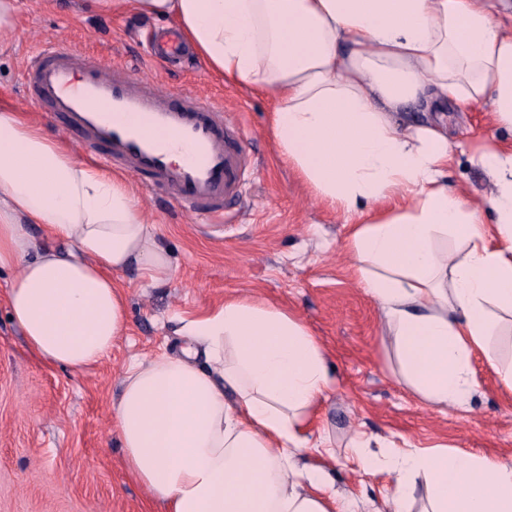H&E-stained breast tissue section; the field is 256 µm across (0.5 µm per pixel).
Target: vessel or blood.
Returning a JSON list of instances; mask_svg holds the SVG:
<instances>
[{
    "mask_svg": "<svg viewBox=\"0 0 512 512\" xmlns=\"http://www.w3.org/2000/svg\"><path fill=\"white\" fill-rule=\"evenodd\" d=\"M152 58L183 56L179 37L148 46ZM24 100L61 121L75 146L173 201L187 217L221 224L239 198L248 166L237 118L199 92L76 50L62 36L27 60ZM181 161H173V151Z\"/></svg>",
    "mask_w": 512,
    "mask_h": 512,
    "instance_id": "1",
    "label": "vessel or blood"
}]
</instances>
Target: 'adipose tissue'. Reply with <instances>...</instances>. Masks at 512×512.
I'll list each match as a JSON object with an SVG mask.
<instances>
[{
	"instance_id": "ef3b65f1",
	"label": "adipose tissue",
	"mask_w": 512,
	"mask_h": 512,
	"mask_svg": "<svg viewBox=\"0 0 512 512\" xmlns=\"http://www.w3.org/2000/svg\"><path fill=\"white\" fill-rule=\"evenodd\" d=\"M95 3L173 19L211 73L275 95L280 156L319 199L357 218L353 272L394 337L405 382L441 408L469 403L472 354L512 315V150L472 155L496 192L486 208L470 206L445 178L456 144L408 115L484 102L494 126L512 129V25L494 0ZM451 235L466 251L448 263ZM0 270L16 273L6 300L29 350L74 371L122 335L125 274L151 286L175 274L130 186L10 108H0ZM180 333L179 354L126 369L112 405L126 470L162 512H349L326 472L304 462L327 445L308 423L337 383L305 323L231 298ZM353 452L393 474L398 502L424 487L423 512H512V465L495 457L377 451L367 437Z\"/></svg>"
}]
</instances>
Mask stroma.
<instances>
[{
    "label": "stroma",
    "instance_id": "35a3bbf8",
    "mask_svg": "<svg viewBox=\"0 0 512 512\" xmlns=\"http://www.w3.org/2000/svg\"><path fill=\"white\" fill-rule=\"evenodd\" d=\"M167 19L95 12L82 0H19L15 29L0 36V106L43 124L44 113L22 98L28 56L59 34L79 50L134 64L175 90L199 91L235 113L253 160L236 223L201 224L171 204L147 202L176 274L157 287L127 274V327L109 355L82 371L43 364L26 348L6 303L12 272L0 273V512H160L149 491L126 472L112 431V402L128 364L176 353L182 319L206 314L229 297L262 299L295 312L327 350L338 384L315 412L311 432L330 436L334 458L309 455L359 512H396L393 478L363 469L351 453L360 433L447 446L512 463V387L500 378L512 363V335L495 338L491 354L472 357L477 391L463 408L423 402L398 376L392 334L376 302L352 273L346 247L351 218L321 201L279 155L269 129L275 101L211 74L194 52L163 67L145 53L151 32ZM488 108L448 109L450 139L462 145L495 140L512 146V131L490 125ZM448 183L482 205L493 185L468 154H456Z\"/></svg>",
    "mask_w": 512,
    "mask_h": 512
}]
</instances>
